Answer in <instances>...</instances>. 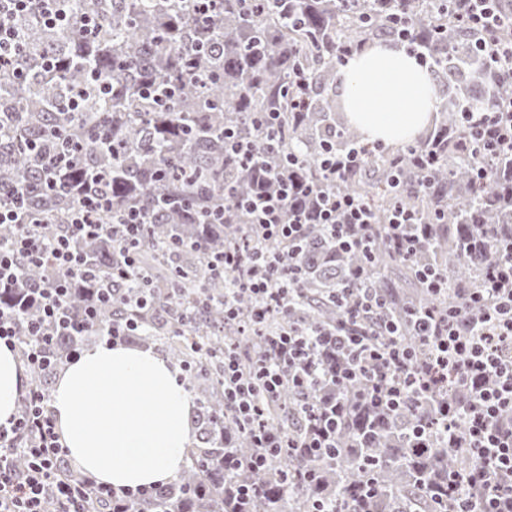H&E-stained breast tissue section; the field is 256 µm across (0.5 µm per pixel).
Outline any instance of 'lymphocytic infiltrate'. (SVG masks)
I'll return each instance as SVG.
<instances>
[{"instance_id":"f902f5d3","label":"lymphocytic infiltrate","mask_w":512,"mask_h":512,"mask_svg":"<svg viewBox=\"0 0 512 512\" xmlns=\"http://www.w3.org/2000/svg\"><path fill=\"white\" fill-rule=\"evenodd\" d=\"M492 0H461L457 22L481 36L482 52L498 68L512 72V40L491 37L496 26ZM39 7L46 21H59L64 13L61 0H0V64L12 63L23 50L24 35L14 24L18 15ZM470 121L481 133L484 158L512 153V102L496 112H473ZM282 198L258 196L245 207L265 238L296 241L307 225L306 215L288 223L281 220ZM112 200L102 191L85 194L71 215L66 232L45 240L38 225L27 223L22 205H0V223H24L22 235L10 245H0V295H14L16 302L0 305V344L17 352L27 370L56 373L50 354L54 337L82 335L96 326L102 308L111 306V286L97 287L92 305L81 315L68 309V279L51 278L37 286L25 285L24 268L51 265L83 273L84 261L73 242L80 236L99 235V215ZM339 247L369 250L366 230L373 223L371 211L354 196L326 193L316 201L315 216ZM394 251L411 257L419 249L423 231L414 213L396 208L386 227ZM224 267L243 270L238 285L260 303V312L287 307L288 291L280 287L282 277H295V267L284 259L268 260L240 249L224 252ZM469 306L476 308L473 320L464 321L456 307L413 308L408 312L415 336L429 347L423 366H415L411 351L397 340L374 345L367 332L351 327L333 333L288 332L268 337L260 360L252 372H243L233 353L224 355V402L246 426L254 448L256 466L267 457L319 452L334 447L340 406L330 402L313 413L303 439L265 427L262 399H273L285 386L321 394L329 382L370 377L373 401L399 407L405 396H424L445 377L465 383L471 390L466 402L448 406L445 430L448 444L466 449L474 462L471 470L448 476L452 512H512V260L490 264L482 287L468 292ZM33 302L38 319L20 323L21 304ZM27 345H20V335ZM47 392L27 386L8 423L0 424V512H45L53 502L56 512H91L101 507L112 512L113 501L132 505L149 496V489L125 490L98 482L75 470L60 441L56 419L49 408ZM24 454L23 467H15L7 451Z\"/></svg>"}]
</instances>
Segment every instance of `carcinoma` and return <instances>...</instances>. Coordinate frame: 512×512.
I'll use <instances>...</instances> for the list:
<instances>
[{"instance_id":"cac0c4a2","label":"carcinoma","mask_w":512,"mask_h":512,"mask_svg":"<svg viewBox=\"0 0 512 512\" xmlns=\"http://www.w3.org/2000/svg\"><path fill=\"white\" fill-rule=\"evenodd\" d=\"M193 0H70L67 19L45 23L34 7L15 19L26 38L17 66L0 70V203L23 190L26 212L52 239L69 223L83 197L86 175H108L109 225L131 208L140 212L143 242L138 265L118 284L101 322L133 318L131 339L167 344L193 388L196 443L181 473L130 512H448V473L472 459L450 448L442 407L468 398L450 379L426 397H407L393 410L375 406L364 377L332 386L343 406L336 447L318 458L283 455L252 469L256 455L232 408L224 406V347H236L250 369L266 336L291 327L333 331L357 326L380 344L384 318L399 326L397 341L417 364L427 348L407 327V310L455 305L470 318L464 294L480 287L483 268L500 257L512 238V156L499 155L483 177L477 156L462 157L461 141L477 142L462 113L494 112L512 98V75L492 67L476 34L452 19L457 0H222L202 19ZM501 29L512 31V0H495ZM386 36L425 54L448 98L439 119L413 145L434 151L438 162L421 172L408 149H380L342 179L320 165L326 151H343L360 140L348 125L333 88L340 49L367 46ZM55 65H45L46 58ZM104 82L110 93L95 90ZM89 92L81 108L68 102L79 88ZM248 140L266 172L251 168L227 149L224 133ZM112 140V149L96 145ZM348 193L376 216L372 250L348 252L319 224L307 225L295 243L270 242L249 227L238 208L258 186L279 180ZM428 225L427 238L407 263L392 250L385 224L397 205ZM311 197L285 201L284 222ZM483 239V256L467 253ZM269 258L293 256L300 269L288 284V311L271 312L259 328L257 300L235 293L237 317L224 318V291L237 274L213 268L235 245ZM122 241L104 233L79 238L85 266L108 283ZM429 266L448 279L449 293L431 294L419 270ZM411 271L406 288L394 270ZM368 271L364 280L357 269ZM385 300L377 312L352 320L336 301V289L355 295L364 287ZM73 308L85 304L81 278L70 280ZM142 290L138 311L122 295ZM81 341L61 336L52 354L61 357ZM266 427L304 435L309 407L284 389L262 403ZM235 464L224 468V460Z\"/></svg>"}]
</instances>
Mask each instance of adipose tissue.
Returning a JSON list of instances; mask_svg holds the SVG:
<instances>
[{"mask_svg":"<svg viewBox=\"0 0 512 512\" xmlns=\"http://www.w3.org/2000/svg\"><path fill=\"white\" fill-rule=\"evenodd\" d=\"M350 124L368 141L400 144L432 118L437 87L403 48L382 43L339 69ZM23 369L0 345V423L15 413ZM194 402L177 367L153 349L99 343L61 371L51 409L73 464L98 481L135 489L181 472L194 432Z\"/></svg>","mask_w":512,"mask_h":512,"instance_id":"obj_1","label":"adipose tissue"}]
</instances>
